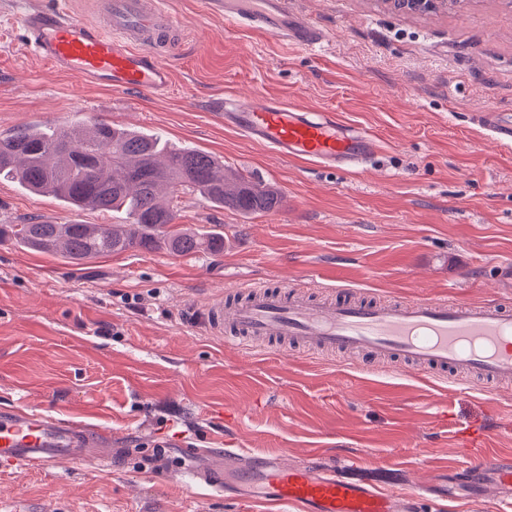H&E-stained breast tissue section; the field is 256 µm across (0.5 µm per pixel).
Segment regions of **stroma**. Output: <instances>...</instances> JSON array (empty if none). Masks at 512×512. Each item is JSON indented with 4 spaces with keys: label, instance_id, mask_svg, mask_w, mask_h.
<instances>
[{
    "label": "stroma",
    "instance_id": "obj_1",
    "mask_svg": "<svg viewBox=\"0 0 512 512\" xmlns=\"http://www.w3.org/2000/svg\"><path fill=\"white\" fill-rule=\"evenodd\" d=\"M184 37L167 62L166 96L80 85L21 36V0H0V132L105 121L159 134L273 185V212L242 216L206 200H174L177 221L224 236V250L112 254L82 264L0 243V406L102 425L126 449L112 466L63 462L0 468V512H260L179 481L186 449L241 448L301 466L348 456L365 468L429 483L419 512H497L449 502L447 475L465 461L452 428H485L512 453V388L451 393L410 370L371 372L338 354L248 352L214 336L207 300L243 283L365 298L456 296L512 303L499 263L512 258V147L479 113L512 115V0H466L413 17L380 0H288L324 33L310 52L225 28L199 0H160ZM269 94L373 132L358 170L284 161L225 128L209 109L224 91ZM84 224L116 213L76 210L0 177V224ZM164 449L160 472L143 459Z\"/></svg>",
    "mask_w": 512,
    "mask_h": 512
}]
</instances>
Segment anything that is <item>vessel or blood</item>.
Instances as JSON below:
<instances>
[{
	"instance_id": "vessel-or-blood-1",
	"label": "vessel or blood",
	"mask_w": 512,
	"mask_h": 512,
	"mask_svg": "<svg viewBox=\"0 0 512 512\" xmlns=\"http://www.w3.org/2000/svg\"><path fill=\"white\" fill-rule=\"evenodd\" d=\"M71 0H31L21 15L29 46L55 70L80 84L110 91L160 95L174 77L164 57L182 41V31L158 0H95L98 21L70 8ZM205 12L226 24L270 34L316 51L325 36L305 17L289 12L287 0H202ZM210 107L234 130L281 158L305 163L354 166L378 149L367 130L349 126L334 114L316 113L271 96L243 101L227 93ZM236 301L218 294L203 315L213 334L244 350L257 342L292 344L312 352L358 354L365 365H410L447 382L456 392L498 389L512 384V308L494 301L472 303L455 297L416 300H353L349 290L323 296L280 292L266 286L236 287ZM457 445L469 449L467 462L448 481L470 500L496 498L512 512V459L485 451L486 435L461 426ZM119 452L112 434L14 406L0 408V461L15 471L49 468L62 460L95 459L111 464ZM191 450L182 467L186 482L204 485L224 498H249L296 512H408L410 499L429 494L415 486L412 496L397 493L392 479L352 475L351 464L326 468L287 466L270 457L248 456L227 448L233 468L196 464Z\"/></svg>"
}]
</instances>
